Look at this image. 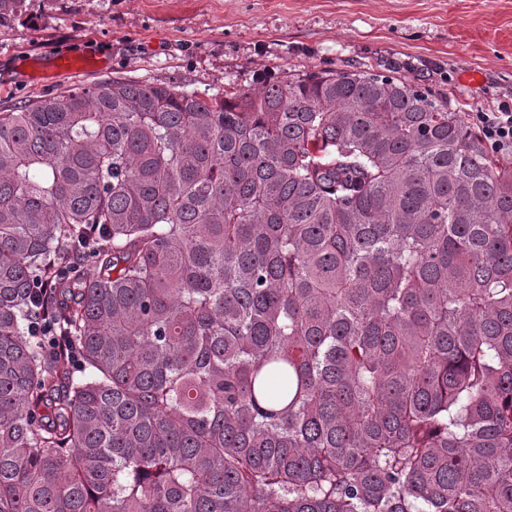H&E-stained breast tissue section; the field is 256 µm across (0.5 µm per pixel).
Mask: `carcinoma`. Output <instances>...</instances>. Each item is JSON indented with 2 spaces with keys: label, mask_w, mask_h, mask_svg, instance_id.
Wrapping results in <instances>:
<instances>
[{
  "label": "carcinoma",
  "mask_w": 512,
  "mask_h": 512,
  "mask_svg": "<svg viewBox=\"0 0 512 512\" xmlns=\"http://www.w3.org/2000/svg\"><path fill=\"white\" fill-rule=\"evenodd\" d=\"M0 512H512V152L361 66L0 112Z\"/></svg>",
  "instance_id": "carcinoma-1"
}]
</instances>
